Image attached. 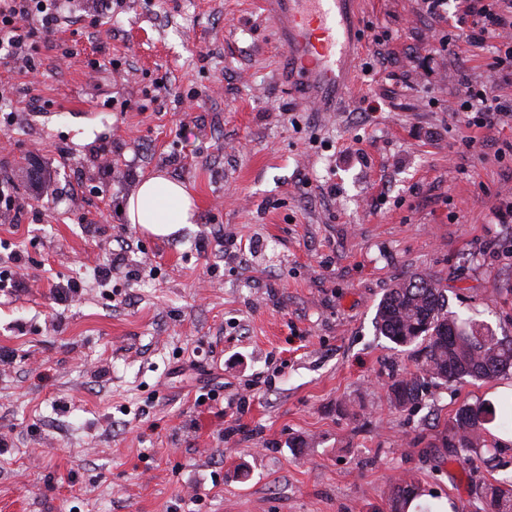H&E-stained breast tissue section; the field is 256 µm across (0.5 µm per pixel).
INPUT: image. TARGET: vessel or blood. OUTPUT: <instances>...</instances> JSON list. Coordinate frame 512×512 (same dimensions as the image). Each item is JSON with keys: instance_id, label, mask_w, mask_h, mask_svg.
<instances>
[{"instance_id": "1", "label": "vessel or blood", "mask_w": 512, "mask_h": 512, "mask_svg": "<svg viewBox=\"0 0 512 512\" xmlns=\"http://www.w3.org/2000/svg\"><path fill=\"white\" fill-rule=\"evenodd\" d=\"M281 21L280 67L298 100L333 111L354 86L358 48L352 35L355 0H267Z\"/></svg>"}]
</instances>
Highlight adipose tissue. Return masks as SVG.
<instances>
[{
  "mask_svg": "<svg viewBox=\"0 0 512 512\" xmlns=\"http://www.w3.org/2000/svg\"><path fill=\"white\" fill-rule=\"evenodd\" d=\"M125 213L129 223L160 237L195 220L194 204L185 187L158 175L137 183L127 198Z\"/></svg>",
  "mask_w": 512,
  "mask_h": 512,
  "instance_id": "ef3b65f1",
  "label": "adipose tissue"
}]
</instances>
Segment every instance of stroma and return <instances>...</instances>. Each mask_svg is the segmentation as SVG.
<instances>
[{
	"label": "stroma",
	"instance_id": "1",
	"mask_svg": "<svg viewBox=\"0 0 512 512\" xmlns=\"http://www.w3.org/2000/svg\"><path fill=\"white\" fill-rule=\"evenodd\" d=\"M66 10L28 63L0 59V173L22 204L0 212V271L31 259L0 290V512H389L401 475L419 505L471 501L493 471L434 441L496 382L394 409L415 349L374 317L422 274L512 337V121L457 109L461 72L512 95L499 39L469 46L420 0H360L361 61L388 71L309 112L262 0ZM155 173L198 215L167 237L120 212Z\"/></svg>",
	"mask_w": 512,
	"mask_h": 512
}]
</instances>
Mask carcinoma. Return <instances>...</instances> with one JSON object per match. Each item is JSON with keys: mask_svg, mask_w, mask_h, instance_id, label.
I'll return each mask as SVG.
<instances>
[{"mask_svg": "<svg viewBox=\"0 0 512 512\" xmlns=\"http://www.w3.org/2000/svg\"><path fill=\"white\" fill-rule=\"evenodd\" d=\"M378 332L398 346L418 347L416 369L388 387L389 401L412 408L422 400L425 386L474 380H507L512 383V338L498 337L487 324L464 319L450 310L445 291L425 276H411L396 283L380 301L376 313ZM512 435V396L497 403L479 401L461 406L449 428L438 439L439 447L464 453L474 466L496 458L483 449H498L488 441L490 430ZM481 512H512V475L475 487ZM422 496L418 481L403 476L391 484L390 512H408Z\"/></svg>", "mask_w": 512, "mask_h": 512, "instance_id": "1", "label": "carcinoma"}]
</instances>
